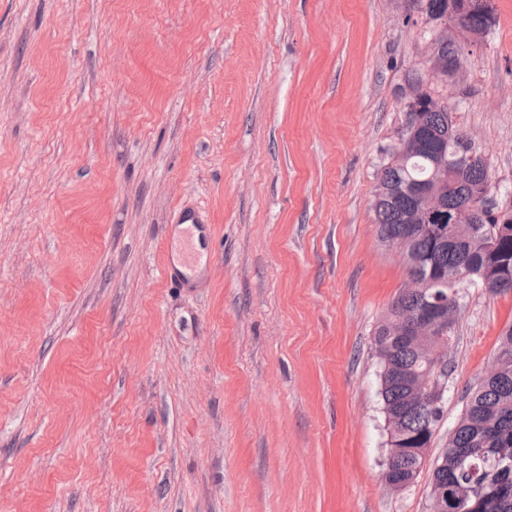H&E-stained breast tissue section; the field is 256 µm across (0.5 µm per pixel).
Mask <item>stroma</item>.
Instances as JSON below:
<instances>
[{"label":"stroma","mask_w":512,"mask_h":512,"mask_svg":"<svg viewBox=\"0 0 512 512\" xmlns=\"http://www.w3.org/2000/svg\"><path fill=\"white\" fill-rule=\"evenodd\" d=\"M460 72L403 0H0V512H429L512 293L460 290L429 460L382 481L372 207L415 87L512 201V0ZM203 288L159 276L174 210ZM185 225L182 229L184 264L196 269L203 259L210 262L207 240L212 236L211 228L204 217V209L198 205L182 206L175 214L174 223Z\"/></svg>","instance_id":"stroma-1"}]
</instances>
